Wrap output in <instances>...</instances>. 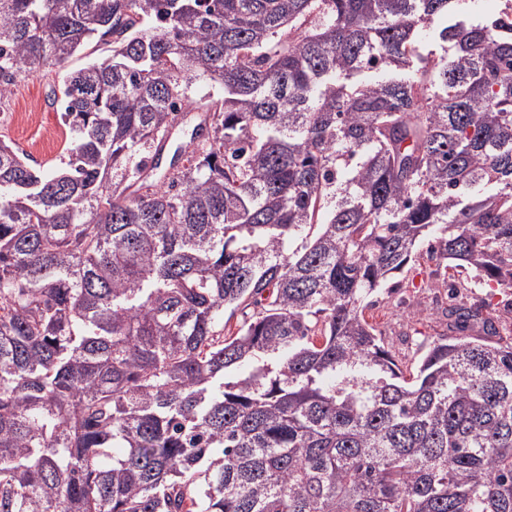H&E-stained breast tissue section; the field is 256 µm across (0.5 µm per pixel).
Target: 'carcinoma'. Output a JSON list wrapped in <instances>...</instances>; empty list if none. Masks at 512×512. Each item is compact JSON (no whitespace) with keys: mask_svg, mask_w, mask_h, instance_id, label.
<instances>
[{"mask_svg":"<svg viewBox=\"0 0 512 512\" xmlns=\"http://www.w3.org/2000/svg\"><path fill=\"white\" fill-rule=\"evenodd\" d=\"M95 40L66 167L0 138V512H512V337L461 304L400 365L365 315L429 236L512 288V18L0 0V98Z\"/></svg>","mask_w":512,"mask_h":512,"instance_id":"carcinoma-1","label":"carcinoma"}]
</instances>
